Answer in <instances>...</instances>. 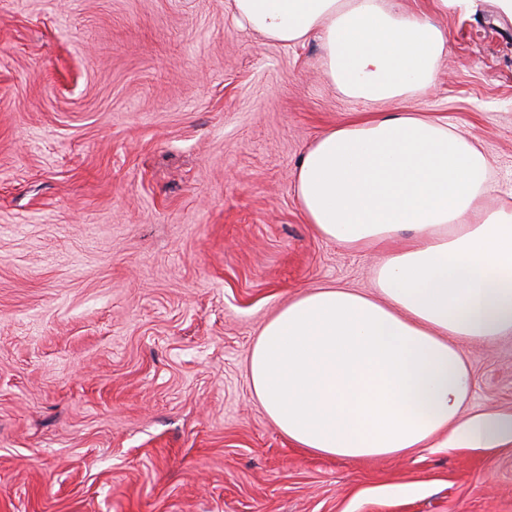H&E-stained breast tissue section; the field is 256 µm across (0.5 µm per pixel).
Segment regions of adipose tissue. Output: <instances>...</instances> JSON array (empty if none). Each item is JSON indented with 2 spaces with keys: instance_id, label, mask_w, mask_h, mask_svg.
Here are the masks:
<instances>
[{
  "instance_id": "obj_1",
  "label": "adipose tissue",
  "mask_w": 512,
  "mask_h": 512,
  "mask_svg": "<svg viewBox=\"0 0 512 512\" xmlns=\"http://www.w3.org/2000/svg\"><path fill=\"white\" fill-rule=\"evenodd\" d=\"M227 6L271 42H318L328 83L368 105L433 87L449 51L446 30L399 0ZM488 170L479 141L416 112L343 123L306 148L293 181L306 223L380 253L381 296L315 288L261 329L251 386L297 447L353 459L512 445V413L468 409L460 347L512 335V207H488Z\"/></svg>"
}]
</instances>
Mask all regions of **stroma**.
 I'll return each instance as SVG.
<instances>
[{
    "label": "stroma",
    "mask_w": 512,
    "mask_h": 512,
    "mask_svg": "<svg viewBox=\"0 0 512 512\" xmlns=\"http://www.w3.org/2000/svg\"><path fill=\"white\" fill-rule=\"evenodd\" d=\"M443 13L434 89L512 203V20ZM317 42L226 0H0V512H512V446L344 459L296 447L248 377L298 294L377 296L378 253L293 193L320 133L370 117ZM473 410L512 412V336L463 345Z\"/></svg>",
    "instance_id": "stroma-1"
}]
</instances>
